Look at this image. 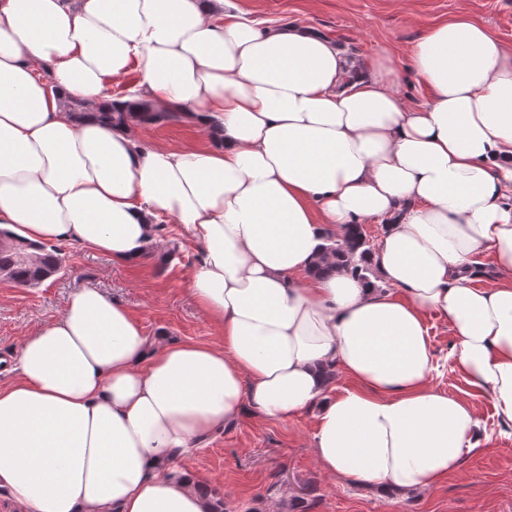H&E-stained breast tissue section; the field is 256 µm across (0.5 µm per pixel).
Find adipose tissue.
Listing matches in <instances>:
<instances>
[{"label": "adipose tissue", "mask_w": 512, "mask_h": 512, "mask_svg": "<svg viewBox=\"0 0 512 512\" xmlns=\"http://www.w3.org/2000/svg\"><path fill=\"white\" fill-rule=\"evenodd\" d=\"M133 66L137 106L102 122ZM343 67L329 39L224 0H0V227L133 267L175 219L202 247L190 294L219 336L159 342L92 286L24 336L0 386V488L24 512H212L171 461L243 414L312 408L326 473L437 490L478 418L430 384L427 310L512 424V45L465 13L431 27L410 57L417 107L390 56L345 89ZM142 102L208 146H141ZM371 218L388 224L379 283L315 274L326 238ZM485 254L493 288L471 283ZM335 369L349 384L332 395ZM400 92L411 105H419L427 100V90L413 72L404 70Z\"/></svg>", "instance_id": "ef3b65f1"}]
</instances>
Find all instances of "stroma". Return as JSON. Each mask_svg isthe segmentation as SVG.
<instances>
[{
	"label": "stroma",
	"instance_id": "35a3bbf8",
	"mask_svg": "<svg viewBox=\"0 0 512 512\" xmlns=\"http://www.w3.org/2000/svg\"><path fill=\"white\" fill-rule=\"evenodd\" d=\"M227 10L259 27L310 28L335 43L348 70L366 73L384 50L407 60L430 26L461 12L512 44V0H229ZM135 137L145 147L205 141L182 121L138 128ZM172 239L179 241L180 254L169 260ZM55 247L63 268L39 286L21 288L0 277V386L14 379L11 368L23 336L58 316L70 295L85 286L122 301L158 340L216 342L211 320L189 292L201 249L175 221H168L164 236L156 237L133 269L68 240ZM424 320L439 365L432 385L471 403L479 420L478 446L436 492L383 495L323 473L310 447L312 409L285 422L241 416L185 459V466L223 494L224 512H512V425H504L489 397L455 368L447 319L428 311Z\"/></svg>",
	"mask_w": 512,
	"mask_h": 512
}]
</instances>
